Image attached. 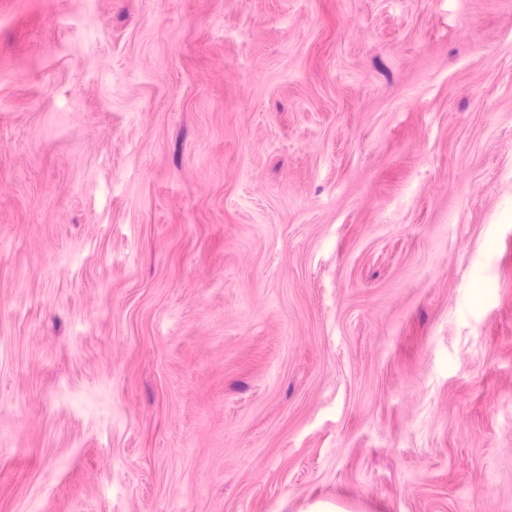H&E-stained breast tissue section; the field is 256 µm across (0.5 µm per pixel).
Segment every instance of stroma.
Wrapping results in <instances>:
<instances>
[{
  "label": "stroma",
  "mask_w": 512,
  "mask_h": 512,
  "mask_svg": "<svg viewBox=\"0 0 512 512\" xmlns=\"http://www.w3.org/2000/svg\"><path fill=\"white\" fill-rule=\"evenodd\" d=\"M512 512V0H0V512Z\"/></svg>",
  "instance_id": "stroma-1"
}]
</instances>
